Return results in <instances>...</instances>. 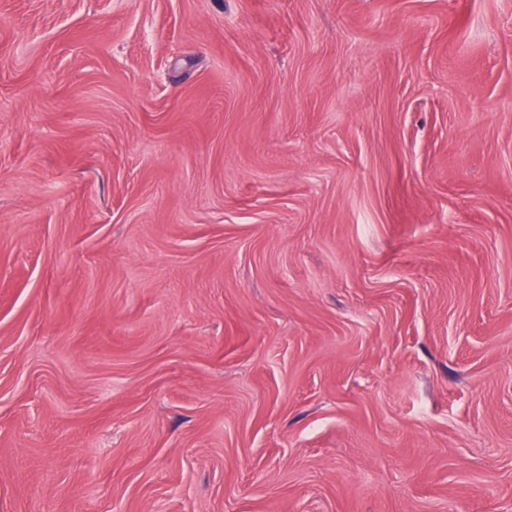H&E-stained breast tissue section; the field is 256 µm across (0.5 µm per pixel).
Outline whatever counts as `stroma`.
<instances>
[{
  "instance_id": "35a3bbf8",
  "label": "stroma",
  "mask_w": 512,
  "mask_h": 512,
  "mask_svg": "<svg viewBox=\"0 0 512 512\" xmlns=\"http://www.w3.org/2000/svg\"><path fill=\"white\" fill-rule=\"evenodd\" d=\"M0 512H512V0H0Z\"/></svg>"
}]
</instances>
